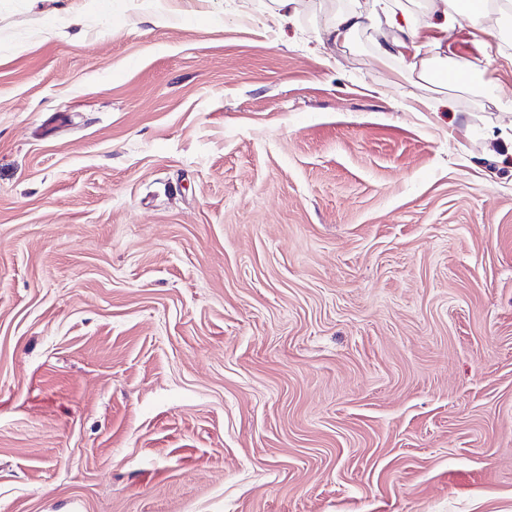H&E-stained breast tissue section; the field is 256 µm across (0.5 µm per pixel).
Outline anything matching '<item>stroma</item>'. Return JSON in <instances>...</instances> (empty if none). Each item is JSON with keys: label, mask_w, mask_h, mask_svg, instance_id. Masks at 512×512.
I'll return each mask as SVG.
<instances>
[{"label": "stroma", "mask_w": 512, "mask_h": 512, "mask_svg": "<svg viewBox=\"0 0 512 512\" xmlns=\"http://www.w3.org/2000/svg\"><path fill=\"white\" fill-rule=\"evenodd\" d=\"M369 2L0 0V512H512V22ZM370 9L349 8L326 17L322 25L320 43L325 48L348 46L360 31L380 24L383 20L391 29L390 37L375 45L381 59L398 58L408 76L419 84H432L442 95L438 102L448 106V81L436 79L439 69L448 68V37L465 34L476 37L489 32L484 23L495 13L489 9L491 0H428L423 24L412 19L403 0H371ZM427 30H434L429 36ZM451 50V49H450ZM455 62L457 64L448 69V72L451 75V86L471 84L474 76L481 75L480 67L476 62L470 60H463L461 62H457V60H455Z\"/></svg>", "instance_id": "1"}]
</instances>
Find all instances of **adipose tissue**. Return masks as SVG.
Segmentation results:
<instances>
[{"label":"adipose tissue","instance_id":"1","mask_svg":"<svg viewBox=\"0 0 512 512\" xmlns=\"http://www.w3.org/2000/svg\"><path fill=\"white\" fill-rule=\"evenodd\" d=\"M489 0H427L424 23L412 19L404 0H372L369 10L338 11L326 17L320 35L323 47L349 45L360 31L385 23L391 30L388 39L376 43L379 59H400L408 76L419 84L435 85L445 93L448 85L471 84L479 75L476 62L448 63L449 37L476 36L484 31L492 16Z\"/></svg>","mask_w":512,"mask_h":512}]
</instances>
